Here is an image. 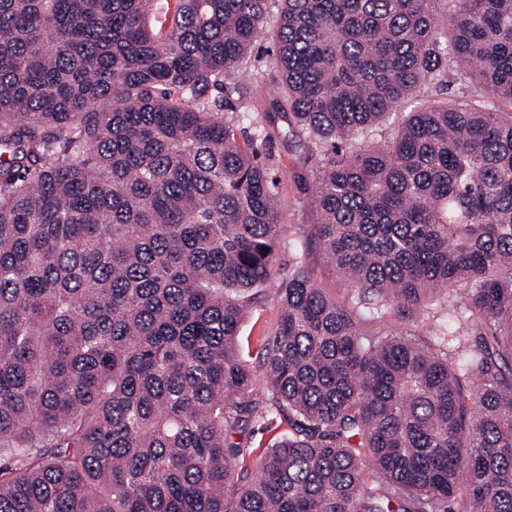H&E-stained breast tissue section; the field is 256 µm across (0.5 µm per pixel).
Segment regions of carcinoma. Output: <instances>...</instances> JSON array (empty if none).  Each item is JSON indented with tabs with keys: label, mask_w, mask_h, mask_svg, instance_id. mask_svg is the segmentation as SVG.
<instances>
[{
	"label": "carcinoma",
	"mask_w": 512,
	"mask_h": 512,
	"mask_svg": "<svg viewBox=\"0 0 512 512\" xmlns=\"http://www.w3.org/2000/svg\"><path fill=\"white\" fill-rule=\"evenodd\" d=\"M502 101L512 0H0V512H512ZM272 111L319 156L313 231L281 223ZM271 415L259 457L228 442ZM269 46L270 43L268 42V40H262L260 42L259 52L261 51V49L262 52H265L264 59L262 62H255L252 57V63L262 66L264 73V85L260 89L251 88V90H247L248 93L246 94L247 101L251 100V102H253V105L258 107L259 109L267 107L269 99L273 97L270 95H273L278 90V84L276 82V79L273 78L274 76H276V71L273 62L270 56L266 55V51L269 50ZM405 114L394 112L389 114L379 125L372 129L366 140L373 143H382L388 140L397 127L403 122ZM308 264L315 282L339 304L352 302L353 290L338 275L336 270L322 258L318 245L312 243L309 250ZM281 309L275 288L256 303L244 318L239 329V341L243 354L253 366L259 363V339L270 334L277 326Z\"/></svg>",
	"instance_id": "cac0c4a2"
}]
</instances>
